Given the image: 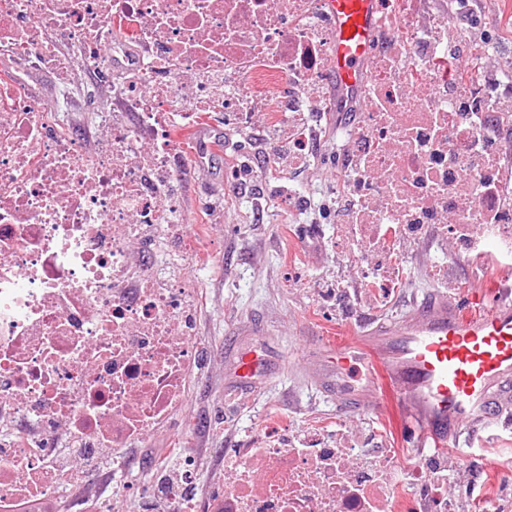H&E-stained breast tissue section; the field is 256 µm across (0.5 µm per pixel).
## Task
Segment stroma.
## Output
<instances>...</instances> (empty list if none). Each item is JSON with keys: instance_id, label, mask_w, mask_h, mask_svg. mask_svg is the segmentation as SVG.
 <instances>
[{"instance_id": "obj_1", "label": "stroma", "mask_w": 512, "mask_h": 512, "mask_svg": "<svg viewBox=\"0 0 512 512\" xmlns=\"http://www.w3.org/2000/svg\"><path fill=\"white\" fill-rule=\"evenodd\" d=\"M480 5L484 25L464 23L456 14L448 18V32L462 48L464 70L476 68L482 82H500L512 69V0H481ZM490 29L497 33L491 52L476 61L469 49ZM113 50V41L101 43L94 71L77 56L64 76L46 65L33 66L24 57L12 59L5 68L9 79L24 83L49 106L60 96L61 81L69 80L74 96L64 119L69 130L80 134L88 160L108 146L98 126L100 112H109L118 123L136 120L116 95ZM224 131L220 112H200L167 126L165 137L173 146L169 162L187 172L185 180L175 183L172 196L188 238L162 246L142 235L128 247V259L136 267L160 268L166 255L182 264L179 279L191 290L196 335L192 387L181 407L110 468L88 470L71 463L78 478L66 483L59 512H75V503L90 495L96 496L99 512H145L157 499L168 457L179 458L190 471L194 504L202 506L233 481L240 451L262 447L271 426L309 439L350 433L365 447L393 449L406 465L447 470L446 494L464 512H479L503 489L512 488L511 429L483 435V450L462 464L449 451L422 454L411 446L391 389L378 397L380 414L341 412L310 386L309 362L292 356L319 331L345 342L365 319L411 311L415 297L428 292L443 301L462 299L477 288L499 295L503 285L512 283V273L487 257L476 261L456 255L448 243L437 255L428 240L407 239L400 246L399 288L383 302L369 293L350 298L337 285L354 281L357 263L328 246L336 216L320 209L336 180L335 135L321 139L314 164L299 174L251 159L253 178L269 190L286 185L302 192L293 207L275 200L259 217L248 197L225 185L240 165L239 156L221 150L202 155L205 144L223 137ZM247 347L262 349L267 366L263 376L245 387L236 384L233 366Z\"/></svg>"}]
</instances>
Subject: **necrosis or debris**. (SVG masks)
<instances>
[{"instance_id": "obj_1", "label": "necrosis or debris", "mask_w": 512, "mask_h": 512, "mask_svg": "<svg viewBox=\"0 0 512 512\" xmlns=\"http://www.w3.org/2000/svg\"><path fill=\"white\" fill-rule=\"evenodd\" d=\"M421 0H382L379 37L359 130L345 134L331 191L354 197L353 237L363 245L358 281L391 294L396 251L428 227H444L455 253L495 244L512 259V170L486 126L512 120V83L498 92L469 77L448 90L457 63L437 23L419 24ZM151 49V83L190 102L250 119L309 98L329 58V19L318 0H0V50L56 60L54 42L96 46L112 12ZM235 73L213 100L201 71ZM109 151L82 162L76 135L44 105L0 82V411L40 430L43 445L66 428L88 446L130 447L188 394L195 333L182 288L135 284L126 245L138 226L167 224L142 169L139 134L104 120ZM183 235L184 225L167 224ZM352 441L301 450L268 437L208 512H393L394 496L361 469ZM57 474L24 434L0 440V512H49Z\"/></svg>"}]
</instances>
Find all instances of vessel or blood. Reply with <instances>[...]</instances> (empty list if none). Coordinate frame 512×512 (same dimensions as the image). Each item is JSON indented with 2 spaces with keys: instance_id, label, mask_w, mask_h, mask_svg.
<instances>
[{
  "instance_id": "b4317fda",
  "label": "vessel or blood",
  "mask_w": 512,
  "mask_h": 512,
  "mask_svg": "<svg viewBox=\"0 0 512 512\" xmlns=\"http://www.w3.org/2000/svg\"><path fill=\"white\" fill-rule=\"evenodd\" d=\"M379 0H319L331 21L330 70L339 91L365 86V62L374 50ZM474 308L423 298L412 312L363 328L342 345L313 342L308 357L315 379L342 410L373 413L383 386L402 406L414 448L453 446L466 459L460 438L500 424L512 410V298L484 306L482 292L469 297ZM262 350L239 353V383L256 380Z\"/></svg>"
}]
</instances>
